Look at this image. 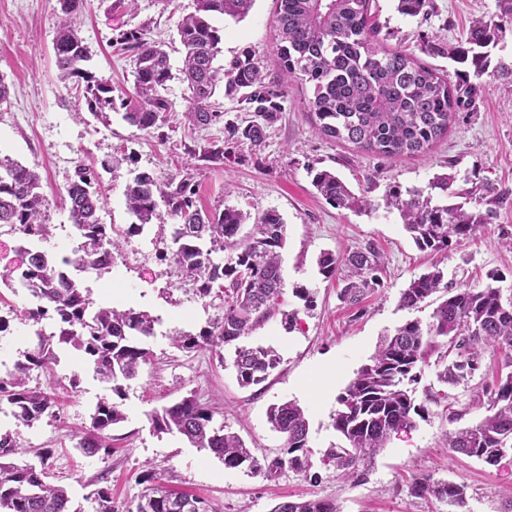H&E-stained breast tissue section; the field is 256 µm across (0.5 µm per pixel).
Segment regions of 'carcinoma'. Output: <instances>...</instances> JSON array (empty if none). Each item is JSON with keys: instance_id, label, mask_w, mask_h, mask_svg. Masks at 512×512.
Returning a JSON list of instances; mask_svg holds the SVG:
<instances>
[{"instance_id": "carcinoma-1", "label": "carcinoma", "mask_w": 512, "mask_h": 512, "mask_svg": "<svg viewBox=\"0 0 512 512\" xmlns=\"http://www.w3.org/2000/svg\"><path fill=\"white\" fill-rule=\"evenodd\" d=\"M254 0H195V11L182 16L176 26L184 48L179 79L189 95L183 112L191 130L224 123V112L215 102L217 89L236 102L238 111L251 113L246 125L225 123L226 142L260 145L265 130L282 111L288 82L313 85L310 106L321 132L357 150L377 157H418L448 134L457 112L468 108L475 84L489 63L488 48L497 44L503 29L512 25V0H498L497 20L474 24L461 43L447 49L459 64L471 63L473 72L457 71L460 81L451 83L437 69L418 62L402 48H386L379 40L376 5L373 0H275L279 41L280 75L269 79L249 53L216 65L223 34L211 23L214 15L243 20ZM64 18L53 39L59 79L75 89V112L85 110L107 118L123 110L122 118L142 131L159 129L168 121L172 105L163 95L174 78L163 44L151 39L149 24H121L114 28L111 46L131 56L133 92L116 91L112 82L84 67L89 50L72 17L84 9L86 0H59ZM430 0H397L396 10L406 17H423ZM187 155L215 165L224 164L231 151L214 141L205 145L191 139L183 144ZM318 193L336 208L369 209L371 202L354 195L334 171L308 169ZM99 174L84 164L76 166L65 188L72 226L82 242L78 247L84 262L101 273L112 268V255L123 250L129 239L161 218L159 204L177 220L173 248L159 254L170 261L180 276L192 282L196 295L205 299L218 291L224 295L221 316L196 333L170 336L179 350H205L226 346L250 335L276 313L284 293L279 250L285 244L284 222L275 210L263 212L253 231L243 235L247 215L241 210L204 211L197 206V184L188 174L161 179L150 171L136 173L126 187V205L136 222L123 231L102 223ZM390 189L386 207L402 212L404 226L418 249L442 253L461 245L479 225L493 218V211L477 215L465 204H442L421 190ZM49 201L42 192L40 174L9 158L0 159V229L18 233L31 243L50 234L46 222ZM209 246H204V243ZM222 250L229 259L220 263L212 254ZM28 261L19 276L8 278L7 287L24 288L35 307L23 311L37 326L36 343L23 352L14 370L0 378V403L11 407L18 424L32 427L45 415H53L55 402L45 391L30 388V372L51 369L57 362L56 348L69 346L80 354L95 377L110 385L111 397L100 399L89 426L75 433L76 448L94 456L109 453L108 431L124 421L120 400L124 382L134 379L150 360L144 347L155 336L159 318L133 308L94 306L91 290L80 287L69 255L51 258L27 248ZM322 274L344 283L340 300L357 306L368 292L385 286V261L371 241L335 255L324 252L319 259ZM445 272L435 266L410 281L401 291L399 306L413 310L431 295L443 291V299L427 323L407 321L382 337L371 363L362 366L337 397L339 409L333 427L347 443L332 448L322 458L339 476L359 481L369 471L374 457L391 436L415 425L423 406L415 404L408 384L416 383L422 365L436 354L437 380L465 384L478 374L486 357L501 358V369L485 386L486 414L474 425L449 436V456L477 458L490 466L512 460V292L504 294V276L488 275L482 286H467L450 292ZM49 320L54 330L41 328ZM280 356L271 347L238 345L232 366L240 386L265 382L279 365ZM215 408L193 396L150 414L152 429L160 434L177 433L190 445L218 458L227 468L245 467L252 473L270 475L289 467L307 473L313 467L309 424L295 402L273 404L267 410L271 429L283 437L280 455L262 465L241 438L214 424ZM24 448L9 431L0 432V512H70L67 490L47 482L45 467L24 459ZM149 482L136 503L119 509L107 488L85 496L93 512H216L211 502L198 495L176 492ZM416 497H430L449 507H467L466 489L450 482L416 478L409 487ZM271 512H338L327 499L285 500Z\"/></svg>"}]
</instances>
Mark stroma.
I'll return each mask as SVG.
<instances>
[{"mask_svg": "<svg viewBox=\"0 0 512 512\" xmlns=\"http://www.w3.org/2000/svg\"><path fill=\"white\" fill-rule=\"evenodd\" d=\"M375 2L385 47L406 49L450 75L457 65L444 55V48L464 38L473 22L490 20L498 12L497 0H431L427 19L420 20L399 15L394 0ZM193 9L194 0H136L129 14L118 0H87L85 11L73 22L90 50L89 68L114 87L128 89L133 64L113 51L114 28L126 20L149 24L151 38L165 43L171 66L177 69L182 54L176 24ZM60 18L58 0H0V74L10 85L9 102L0 105V154L35 168L42 177L52 234L41 242V249L57 256L72 252L80 242L63 199L77 164L97 168L104 204L100 218L119 230L133 221L125 190L134 170L162 178L186 170L198 186L197 204L203 209L229 206L251 218L270 209L280 213L286 228L281 251L283 308L296 311L298 325L285 330L276 315L246 337V344L272 347L281 357L257 386H240L233 368L220 365V357H232L233 346L218 352L173 348L170 334L199 332L221 315L223 305L217 299H197L191 282L159 260V252L172 245L175 224L174 218L163 216L134 237L139 261L119 263L108 273L83 279L97 305L132 307L159 319L155 338L147 342L152 351L148 363L125 384V420L110 431V454L87 457L74 448L72 430L89 424L96 403L109 391L65 345L58 348L53 366L56 384H49L37 370L28 381L32 387L51 386L56 416L28 428L16 426L10 413L0 410V429L16 431L18 441L32 451H47L49 482L65 487L83 512L90 508L85 497L94 481L110 487L116 503L128 505L144 490L148 474L176 490L206 497L216 512H271L286 497L330 498L340 512H448L444 503L410 494L415 477L466 486L470 512H512V462L493 467L475 458L448 456L449 432L478 422L486 413L481 381L441 385L432 364L424 367L415 386V402L425 408L423 418L415 427L393 434L362 481L342 482L334 468L321 462L324 453L341 443L332 425L337 397L369 362L381 336L405 321L429 320L444 298L439 292L417 309L400 308V293L411 279L436 264L455 288L483 284L495 271L504 275V289H512V249L500 242L503 233H512V199L494 207L485 201L471 203L474 211L494 209L491 223L481 225L460 248L438 254L419 251L400 212L383 204L390 187L426 191L442 174L454 176L456 191L477 192L487 183L512 190V85L495 72L499 64L512 65V29L491 50V68L478 81L474 108L458 112L447 136L422 156L376 157L325 137L309 109L311 84L295 82L264 142L241 145L230 160L216 166L189 158L181 145L186 101L180 80L168 84L173 114L162 132L138 130L118 112L105 121L88 113L75 118L71 91L59 80L54 64L53 38ZM213 23L224 32L219 63L249 52L268 75L279 73L273 0H255L242 21L217 15ZM312 167L336 171L356 195L371 201L372 211L328 204L311 185ZM368 240L385 255V286L366 294L355 309L339 300L337 280L320 273L317 259L320 253H342ZM25 245L19 234L0 230V318L7 323L0 332V377L13 370L34 336L31 322L21 315L31 303L28 292L3 284L5 277L24 269ZM299 286L313 293L312 309L294 296ZM190 395L220 407L215 423L237 433L265 463L278 456L283 445L266 412L272 404L296 401L309 422L314 466L305 474L285 468L268 477L227 468L180 435L154 434L152 411Z\"/></svg>", "mask_w": 512, "mask_h": 512, "instance_id": "stroma-1", "label": "stroma"}]
</instances>
